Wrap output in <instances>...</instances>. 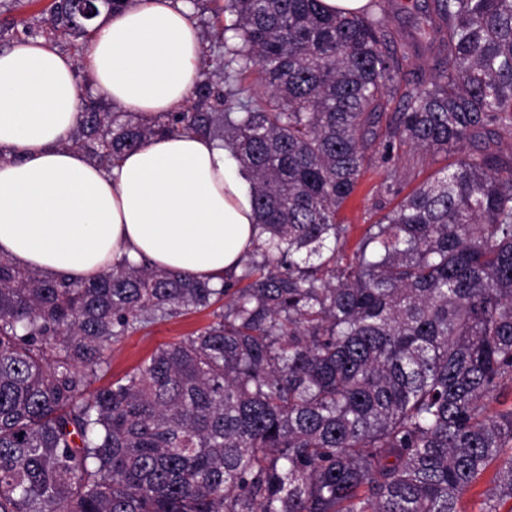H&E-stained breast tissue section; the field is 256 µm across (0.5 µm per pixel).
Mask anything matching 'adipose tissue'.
<instances>
[{
    "label": "adipose tissue",
    "instance_id": "ef3b65f1",
    "mask_svg": "<svg viewBox=\"0 0 512 512\" xmlns=\"http://www.w3.org/2000/svg\"><path fill=\"white\" fill-rule=\"evenodd\" d=\"M90 25L78 63L42 38L0 50V256L53 279H90L125 259L220 285L256 235L222 141L152 138L108 169L69 144L78 68L102 98L146 117L189 100L204 48L191 0H133Z\"/></svg>",
    "mask_w": 512,
    "mask_h": 512
}]
</instances>
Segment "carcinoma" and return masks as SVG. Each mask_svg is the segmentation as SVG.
I'll return each instance as SVG.
<instances>
[{
  "mask_svg": "<svg viewBox=\"0 0 512 512\" xmlns=\"http://www.w3.org/2000/svg\"><path fill=\"white\" fill-rule=\"evenodd\" d=\"M31 4L0 0V45L43 37L80 61L74 0L11 15ZM225 13L224 64L191 101L149 119L90 98L71 145L110 167L156 136L222 137L249 175L254 250L219 288L145 262L66 282L0 258V512H462L489 471L479 512H501L512 406L489 404L512 385V151L491 145L512 137V0ZM404 146L458 159L344 258L342 207ZM209 308L88 391L112 343Z\"/></svg>",
  "mask_w": 512,
  "mask_h": 512,
  "instance_id": "cac0c4a2",
  "label": "carcinoma"
}]
</instances>
